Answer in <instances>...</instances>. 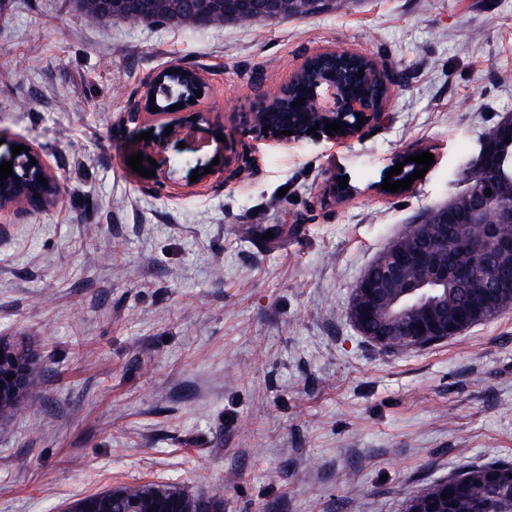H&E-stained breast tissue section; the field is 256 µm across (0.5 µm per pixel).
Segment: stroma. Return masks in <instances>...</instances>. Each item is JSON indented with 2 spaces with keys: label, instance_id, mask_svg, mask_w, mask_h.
Instances as JSON below:
<instances>
[{
  "label": "stroma",
  "instance_id": "obj_1",
  "mask_svg": "<svg viewBox=\"0 0 512 512\" xmlns=\"http://www.w3.org/2000/svg\"><path fill=\"white\" fill-rule=\"evenodd\" d=\"M331 46L399 75L378 124L317 143L237 132L230 109ZM175 61L203 74L196 108L218 124L199 152L168 142L160 184L127 159L161 127L130 115ZM507 118L512 0H346L206 29L0 0V159L27 140L61 184L47 209L0 212V337L39 356L34 400L0 419V512L143 483L224 512H403L462 467L512 461V308L406 353L348 317L369 264L466 188ZM218 131L246 172L191 182ZM420 148L434 162L414 192L374 191Z\"/></svg>",
  "mask_w": 512,
  "mask_h": 512
}]
</instances>
